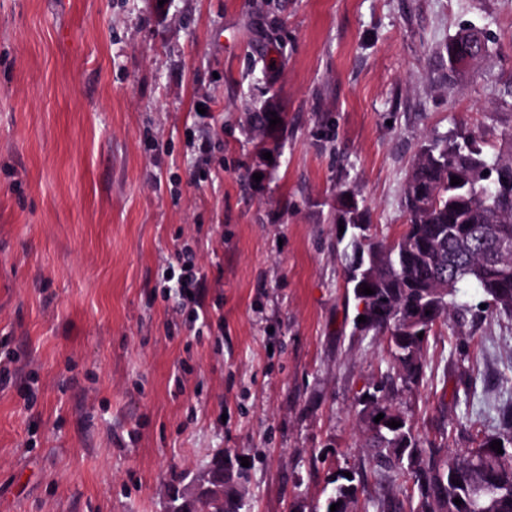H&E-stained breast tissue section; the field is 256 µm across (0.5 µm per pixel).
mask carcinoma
Wrapping results in <instances>:
<instances>
[{
	"mask_svg": "<svg viewBox=\"0 0 512 512\" xmlns=\"http://www.w3.org/2000/svg\"><path fill=\"white\" fill-rule=\"evenodd\" d=\"M471 34L472 29L463 28L445 45L451 71L486 54V42H463ZM271 107L277 108L272 97L249 113L247 125L256 145L273 154L278 144L259 140V131L272 119ZM453 176L461 183L451 185ZM403 210L406 222L400 235L391 242L376 237L369 245L377 257L375 280L369 283L374 294H353L355 304H365L373 316L370 333L385 338L397 369L395 377L383 373L372 380L358 398L386 421L393 418L390 396L419 387L425 378L428 337H418L412 326L427 317L426 311L437 310V321L451 328L464 325L477 316L459 297L461 285L472 283L481 290L483 313L512 318V151L488 156L467 128L424 142L405 183ZM339 223L365 224L366 213L358 205L342 208ZM337 246L345 260L346 288L354 289L358 248L343 237L337 238ZM441 281L448 283V292L435 299L427 289ZM494 440L512 449V404L498 409L495 431L475 430L469 445L455 455L421 437L406 417L397 428L367 431L371 479L353 470L350 478L334 476L330 485L338 501L346 497L353 505L363 495L379 512H404L403 501L385 489L410 483L417 498L410 512H449L453 499H465V488L472 484L512 486V461L505 465L487 460L485 449ZM453 465L465 467L459 486L441 475ZM473 512H512V497L481 503Z\"/></svg>",
	"mask_w": 512,
	"mask_h": 512,
	"instance_id": "cac0c4a2",
	"label": "carcinoma"
}]
</instances>
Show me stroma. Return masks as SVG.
<instances>
[{"instance_id": "1", "label": "stroma", "mask_w": 512, "mask_h": 512, "mask_svg": "<svg viewBox=\"0 0 512 512\" xmlns=\"http://www.w3.org/2000/svg\"><path fill=\"white\" fill-rule=\"evenodd\" d=\"M470 25L489 53L449 73ZM458 127L512 150V0H0V512H166L221 454L248 512H313L317 456L367 467L357 399L391 366L351 333L339 194L394 240L420 145ZM426 359L392 405L434 438L512 398V319L438 326ZM268 101L272 102V109L277 108V112L279 113V116L276 114L278 118L281 119V123H279V127L277 128L276 132L279 134L284 132V130H288V120L284 116V113L281 112L277 106V103H275L273 97L266 98L263 102H261L259 107H256L251 113H249L248 117V131L254 135V139L256 140V148H258L259 152V146L262 144V149L264 152H270L271 154L275 153L278 149V144L275 141H272L266 146V143H263L259 138V131L264 127L266 124H270V119H274V116L271 115L272 112L269 109ZM180 271L176 280L179 295H181L183 299L197 305L198 309H194L193 312L194 321L196 322L199 319L198 310H200L202 312L203 323L205 318L202 306L205 288H207L206 279L204 275H201V273L196 270L195 265L191 263H182ZM187 292H190L192 297H189Z\"/></svg>"}]
</instances>
